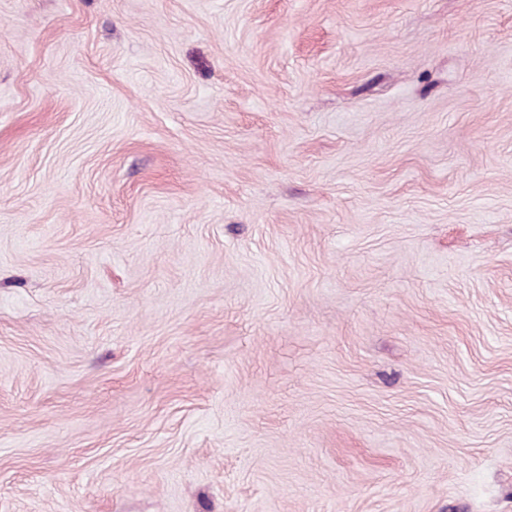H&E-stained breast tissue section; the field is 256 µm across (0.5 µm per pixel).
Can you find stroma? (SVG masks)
<instances>
[{"label":"stroma","instance_id":"35a3bbf8","mask_svg":"<svg viewBox=\"0 0 512 512\" xmlns=\"http://www.w3.org/2000/svg\"><path fill=\"white\" fill-rule=\"evenodd\" d=\"M0 512H512V0H0Z\"/></svg>","mask_w":512,"mask_h":512}]
</instances>
